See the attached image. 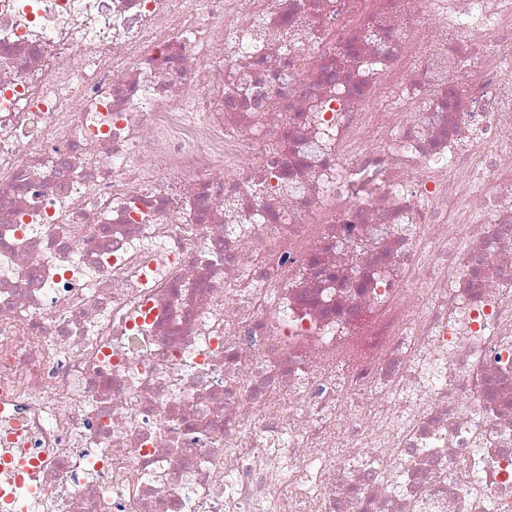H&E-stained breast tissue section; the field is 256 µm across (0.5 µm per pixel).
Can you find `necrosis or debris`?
<instances>
[{
	"label": "necrosis or debris",
	"instance_id": "necrosis-or-debris-1",
	"mask_svg": "<svg viewBox=\"0 0 512 512\" xmlns=\"http://www.w3.org/2000/svg\"><path fill=\"white\" fill-rule=\"evenodd\" d=\"M0 512H512V0H0Z\"/></svg>",
	"mask_w": 512,
	"mask_h": 512
}]
</instances>
